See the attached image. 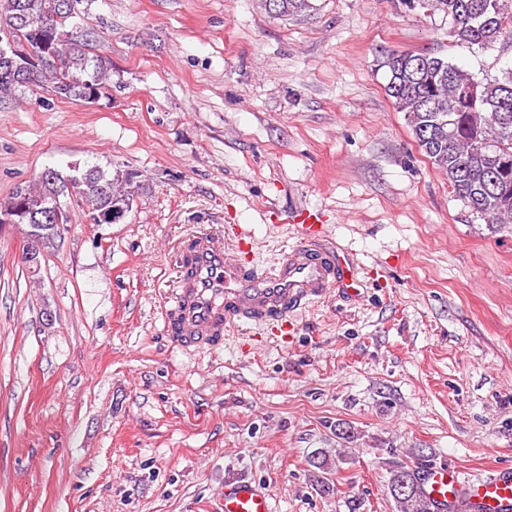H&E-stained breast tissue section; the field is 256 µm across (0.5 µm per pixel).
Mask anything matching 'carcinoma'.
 Segmentation results:
<instances>
[{
    "label": "carcinoma",
    "instance_id": "1",
    "mask_svg": "<svg viewBox=\"0 0 512 512\" xmlns=\"http://www.w3.org/2000/svg\"><path fill=\"white\" fill-rule=\"evenodd\" d=\"M85 0H0V42L25 40L31 46L32 70L0 54V99L22 87L46 86L55 96L87 102L109 94L106 58L89 52L95 39L84 31L72 41L54 43L55 55L30 41L28 22L34 19L66 31L77 24ZM409 9L432 7L448 16L454 36L463 44L491 49L512 39L509 0H402ZM314 9L312 0H278L274 12L301 15ZM385 70V92L406 114L418 147L446 174L454 196L487 224L512 223V69L493 81L478 80L434 52L408 57L386 50L378 59ZM74 196L86 207L106 211L112 195L130 193L131 175L98 165L81 170ZM68 194L65 177L44 169L33 183L17 187L0 204V216L21 211L26 224L69 223L60 196ZM424 464L390 471L388 482L399 512H440L424 490ZM413 489L395 492L402 478Z\"/></svg>",
    "mask_w": 512,
    "mask_h": 512
}]
</instances>
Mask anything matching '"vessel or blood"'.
<instances>
[{
  "label": "vessel or blood",
  "instance_id": "vessel-or-blood-1",
  "mask_svg": "<svg viewBox=\"0 0 512 512\" xmlns=\"http://www.w3.org/2000/svg\"><path fill=\"white\" fill-rule=\"evenodd\" d=\"M196 276L177 294L165 327L175 342L212 349L224 339V326L244 316L260 322L286 320L302 300L320 296L334 282L353 289L356 280L347 258L327 259L306 247L294 249L263 277L243 270L237 256L225 255L210 238L193 243ZM424 488L437 502L455 512L461 498H468L479 512H512V469L491 470L473 483H465L454 466L425 470ZM218 512H276L271 498L247 481L228 484Z\"/></svg>",
  "mask_w": 512,
  "mask_h": 512
}]
</instances>
